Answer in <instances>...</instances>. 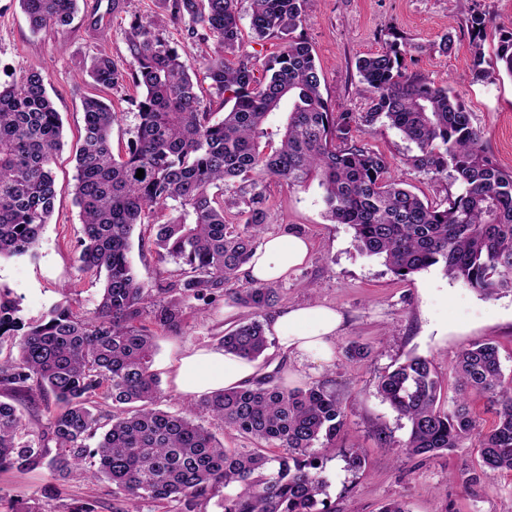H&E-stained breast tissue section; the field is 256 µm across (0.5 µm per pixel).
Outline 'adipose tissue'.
<instances>
[{"label": "adipose tissue", "instance_id": "1", "mask_svg": "<svg viewBox=\"0 0 512 512\" xmlns=\"http://www.w3.org/2000/svg\"><path fill=\"white\" fill-rule=\"evenodd\" d=\"M308 242L297 235L267 236L244 271L249 279L275 283L287 278L309 254ZM342 315L323 305H302L271 313L267 329L283 354L325 364L332 360ZM259 374L257 362L227 352L220 346L186 351L173 365L177 392L189 398L241 387Z\"/></svg>", "mask_w": 512, "mask_h": 512}]
</instances>
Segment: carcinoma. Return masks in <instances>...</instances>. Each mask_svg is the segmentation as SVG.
Instances as JSON below:
<instances>
[{
    "instance_id": "1",
    "label": "carcinoma",
    "mask_w": 512,
    "mask_h": 512,
    "mask_svg": "<svg viewBox=\"0 0 512 512\" xmlns=\"http://www.w3.org/2000/svg\"><path fill=\"white\" fill-rule=\"evenodd\" d=\"M79 0H19L31 30L70 26ZM170 21L188 24L198 42L212 43L204 78L221 97V118L202 107L196 82L178 48L135 16L128 32L133 67L94 56L87 75L97 93L85 98L84 136L76 151L72 193L83 226L78 271L103 280L96 310L57 305L25 323L0 294V337H16L17 355L0 361V390L20 401L53 399L48 425L22 435L18 408L0 401V472L47 469L53 479L80 472L112 485V512L141 504L200 512L215 491L223 512H336L313 449L336 447L345 412L327 382L289 389L276 370L254 383L214 391L197 406L250 440L230 450L194 423L192 410L155 406L158 379L150 371L155 335L139 324L153 309L156 327L178 333L186 303L219 297L251 309L252 317L219 337L226 351L256 360L267 349L262 317L277 303L270 284L240 283L270 217L266 179L305 187L316 181L330 220L354 230L362 252L384 259L397 276L432 266L486 295L512 291V171L487 153L471 112L444 87L405 72L404 42L358 58L371 88L365 112H338L323 97L322 73L303 27L310 0H250L249 30L281 47L256 76L249 58L234 57L243 36L239 0H160ZM490 19H468L472 67L481 77H512V31L495 33V63L486 64ZM141 89L138 124L125 153L112 152L118 122L103 92L124 84ZM38 71L0 84V256L34 251L54 211L52 164L62 147L59 112ZM283 115L276 132L269 116ZM383 121L416 147V170L449 175L461 190L442 207L424 202L391 177L385 156L354 132ZM144 170L143 178L136 177ZM139 224L157 226L156 254L188 267L185 279L153 289L136 276L131 237ZM459 397L440 401L441 380L425 357L412 356L380 377L379 393L409 423L408 437L379 440L397 458L438 454L477 437L485 473L512 472V378L499 348L475 342L459 354ZM486 398L496 416L477 430L469 396ZM347 468L365 457L344 450Z\"/></svg>"
}]
</instances>
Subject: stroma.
Instances as JSON below:
<instances>
[{"instance_id": "stroma-1", "label": "stroma", "mask_w": 512, "mask_h": 512, "mask_svg": "<svg viewBox=\"0 0 512 512\" xmlns=\"http://www.w3.org/2000/svg\"><path fill=\"white\" fill-rule=\"evenodd\" d=\"M79 4L69 32L35 33L19 0H0V83L16 81L32 70L41 72L63 122L64 145L54 165L58 194L51 220L34 253L0 258V292L14 301L18 317L26 321L39 320L63 302L90 313L101 297V281L77 269L82 223L71 193L74 153L84 134L82 101L93 91L86 63L104 53L129 65L127 31L137 15L154 21L183 47L190 71H203L205 46L189 39L184 25L170 22L158 0H125L117 14L108 13L105 0H79ZM474 10L486 13L493 28L512 30V0H311L304 32L323 75L324 98L340 112L367 111L372 93L357 73V58L382 51L394 38H404L412 46L405 60L409 73L456 94L483 131L487 152L504 169H512V77H475L467 30ZM447 32L453 34L455 47L445 55L438 44ZM136 95L129 84L109 93L123 114L112 129L114 151L124 149L138 123L131 104ZM358 137L384 154L391 175L422 199L443 204L459 193L460 185L453 178L435 179L415 170L408 162L413 144L388 124L361 128ZM322 194L315 184L292 188L269 180L267 231L309 239L311 251L305 265L277 284V306L320 304L339 311L345 323L334 343V357L326 365L287 361L272 344L259 364L265 372L280 370L284 384L291 388L329 381L345 407L346 425L335 449L315 450L323 462L331 504L338 512H379L393 500L405 502L409 512H512V473H482L474 442L400 462L377 440L382 431L396 441L408 436L407 420L377 390L380 376L407 357L432 361L442 383L441 403L448 409L456 398L453 365L468 345L495 342L504 373L512 375V292L484 295L464 288L437 266L405 279L397 277L383 258L359 251L349 225L328 219ZM155 236L153 225L136 227L130 254L139 280L153 289L168 287L181 277L177 264L159 262ZM249 315L248 308L221 300L204 309L198 301L187 303L180 334L156 337L152 371L159 381L157 408L173 412L188 406V398L172 382L173 363L186 350L216 345L224 331ZM353 340L368 346L367 357L346 355L345 348ZM345 448L363 451L365 472L347 469L341 456ZM46 495L58 505L89 503L95 512H112L109 484H90L76 476L55 481L44 470L0 472V496L16 506Z\"/></svg>"}]
</instances>
